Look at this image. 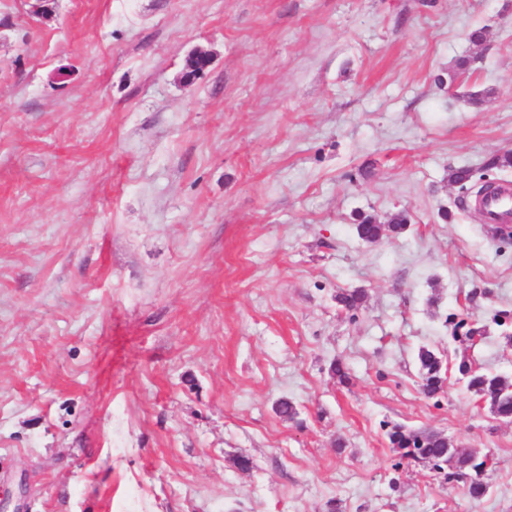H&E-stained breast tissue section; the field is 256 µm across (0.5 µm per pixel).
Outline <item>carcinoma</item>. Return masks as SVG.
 I'll return each mask as SVG.
<instances>
[{"label": "carcinoma", "mask_w": 512, "mask_h": 512, "mask_svg": "<svg viewBox=\"0 0 512 512\" xmlns=\"http://www.w3.org/2000/svg\"><path fill=\"white\" fill-rule=\"evenodd\" d=\"M407 223V216L398 212L385 226L369 214L359 215L356 224L358 237L367 243H376L384 236L385 228L401 232ZM422 390L432 396L440 391L447 381V371L443 370L441 359L434 351L421 348L418 352ZM459 380L464 382L467 390L490 403L492 411L501 418L512 420V379L503 375L485 372L475 368L465 359L456 365ZM391 447L402 457L422 460L440 468L449 461L456 462L458 474L469 478L468 494L479 499L486 495L487 485L481 475L486 461L478 459L472 452L460 453L452 449L448 439L440 434L427 430H411L402 426H394L388 432Z\"/></svg>", "instance_id": "1"}]
</instances>
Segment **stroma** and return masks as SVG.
I'll return each instance as SVG.
<instances>
[{"label":"stroma","mask_w":512,"mask_h":512,"mask_svg":"<svg viewBox=\"0 0 512 512\" xmlns=\"http://www.w3.org/2000/svg\"><path fill=\"white\" fill-rule=\"evenodd\" d=\"M508 152L512 0H0V506L512 512V421L418 363L512 378ZM486 224L512 223V181L504 180L487 190L479 199ZM358 237L367 243H376L382 239L385 232V225L378 224L373 215H359V223L356 224ZM422 390L427 396L440 391L447 381V368L443 370L441 359L433 350L421 348L418 352ZM388 439L391 447L404 458L422 460L440 469L443 465H448V461L455 460L458 474L469 478L468 494L475 499L486 495L487 485L481 478L486 461H479L476 454L459 453L455 449L452 451L453 446L446 437L427 430L393 426L388 432Z\"/></svg>","instance_id":"1"}]
</instances>
